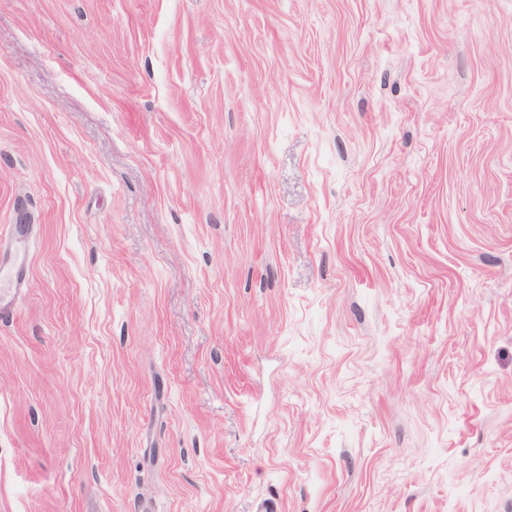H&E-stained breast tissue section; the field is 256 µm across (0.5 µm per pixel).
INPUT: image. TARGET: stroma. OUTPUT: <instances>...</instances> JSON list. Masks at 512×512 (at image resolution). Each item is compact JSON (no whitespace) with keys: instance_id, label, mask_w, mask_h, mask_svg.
Here are the masks:
<instances>
[{"instance_id":"stroma-1","label":"stroma","mask_w":512,"mask_h":512,"mask_svg":"<svg viewBox=\"0 0 512 512\" xmlns=\"http://www.w3.org/2000/svg\"><path fill=\"white\" fill-rule=\"evenodd\" d=\"M0 512H512V0H0ZM14 260L9 264L0 263V317L12 316L17 301L23 292L28 269V245L23 235L12 243Z\"/></svg>"}]
</instances>
